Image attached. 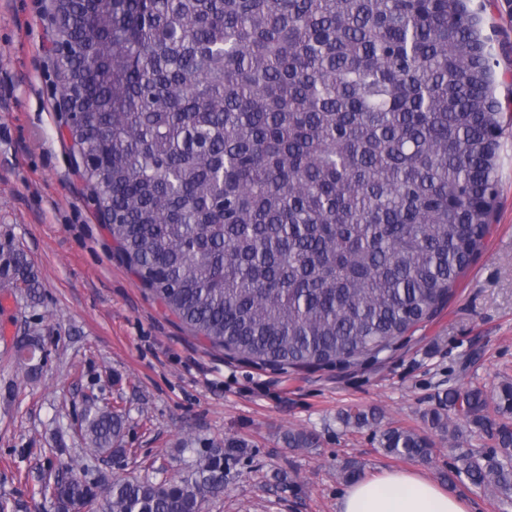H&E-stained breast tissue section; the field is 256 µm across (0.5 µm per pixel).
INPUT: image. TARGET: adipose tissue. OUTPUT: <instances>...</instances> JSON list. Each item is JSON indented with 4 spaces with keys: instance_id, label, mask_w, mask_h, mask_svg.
I'll return each mask as SVG.
<instances>
[{
    "instance_id": "1",
    "label": "adipose tissue",
    "mask_w": 512,
    "mask_h": 512,
    "mask_svg": "<svg viewBox=\"0 0 512 512\" xmlns=\"http://www.w3.org/2000/svg\"><path fill=\"white\" fill-rule=\"evenodd\" d=\"M338 512H468V508L463 499L424 474L385 471L353 482L340 498Z\"/></svg>"
}]
</instances>
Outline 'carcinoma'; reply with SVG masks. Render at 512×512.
I'll return each mask as SVG.
<instances>
[{
	"mask_svg": "<svg viewBox=\"0 0 512 512\" xmlns=\"http://www.w3.org/2000/svg\"><path fill=\"white\" fill-rule=\"evenodd\" d=\"M471 2L52 0L69 138L129 269L194 335L258 366L355 365L437 314L499 195L504 112ZM0 280L37 288L9 245ZM488 406L451 390L431 425L453 448ZM495 409L512 414V384ZM84 422L94 452L119 450L122 414ZM496 437L502 460L465 455L456 476L509 498L512 427ZM380 445L433 454L403 427ZM245 448L228 440L158 484L93 487L60 463L54 496L60 512H202Z\"/></svg>",
	"mask_w": 512,
	"mask_h": 512,
	"instance_id": "1",
	"label": "carcinoma"
}]
</instances>
